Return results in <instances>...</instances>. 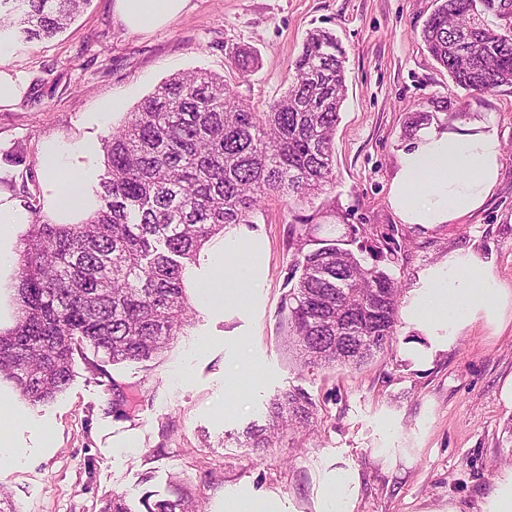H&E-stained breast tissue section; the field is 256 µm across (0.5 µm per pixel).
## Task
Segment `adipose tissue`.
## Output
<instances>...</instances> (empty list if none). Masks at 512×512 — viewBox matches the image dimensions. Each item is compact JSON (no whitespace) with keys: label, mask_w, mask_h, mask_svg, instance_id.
<instances>
[{"label":"adipose tissue","mask_w":512,"mask_h":512,"mask_svg":"<svg viewBox=\"0 0 512 512\" xmlns=\"http://www.w3.org/2000/svg\"><path fill=\"white\" fill-rule=\"evenodd\" d=\"M189 0H114L112 10L130 30L147 31L175 20ZM89 156L51 138L41 150V169L48 216L56 224H78L95 211L98 200L81 195L77 172ZM502 144L491 123L466 121L448 130L430 126L397 151V166L388 203L400 221L424 228L452 224L481 209L493 195L502 168ZM24 210L0 196V330L15 323L14 289L5 277L14 270L15 229L28 223ZM209 277L197 291L200 308L223 315L257 303L267 282L266 245L261 237L242 242L227 233L206 254ZM401 319L422 335L407 356L425 364L450 349L474 325L499 330L512 320V288L494 273L492 265L473 250H453L427 268L402 302ZM359 475L337 469L320 512H353Z\"/></svg>","instance_id":"ef3b65f1"}]
</instances>
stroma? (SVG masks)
<instances>
[{
    "label": "stroma",
    "mask_w": 512,
    "mask_h": 512,
    "mask_svg": "<svg viewBox=\"0 0 512 512\" xmlns=\"http://www.w3.org/2000/svg\"><path fill=\"white\" fill-rule=\"evenodd\" d=\"M113 0H87L56 37L0 33L9 46L0 69L26 90L0 107V193L16 204L45 206L40 174L44 140L102 141L93 115L108 99L123 104L121 126L154 88L179 72L207 70L254 108L267 111L293 80L309 30L335 33L346 52V96L333 139L332 185L301 202L273 197L237 225L268 243V281L253 311L215 316L193 308L169 349L149 362L107 365L97 374L76 361L56 399L30 405L0 379V408L17 423L20 462L0 466V512H99L125 494L132 512L145 496L191 493L201 512H224L235 495L265 501L267 512H317L336 468L357 471L354 512H477L497 478L512 468V323L499 333L475 326L420 368L405 355L419 333L397 323L392 349L357 367L304 366L288 340L284 297L295 263L297 219L328 225L358 240L388 237L396 250L384 269L409 290L448 252L470 248L492 257L512 287V87L484 94L457 89L421 38L438 0H189L169 25L130 32ZM259 64L239 72L236 47ZM454 101L468 118L491 122L503 148L499 186L485 206L454 224L422 229L402 223L388 204L396 151L406 144L409 113ZM256 363L260 379L245 369ZM147 398L121 416L111 380ZM299 391L315 405L310 426L291 428L269 447H252L273 402Z\"/></svg>",
    "instance_id": "obj_1"
}]
</instances>
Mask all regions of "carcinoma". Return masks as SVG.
Segmentation results:
<instances>
[{"instance_id":"obj_1","label":"carcinoma","mask_w":512,"mask_h":512,"mask_svg":"<svg viewBox=\"0 0 512 512\" xmlns=\"http://www.w3.org/2000/svg\"><path fill=\"white\" fill-rule=\"evenodd\" d=\"M11 1L19 10L11 25L31 40L63 32L81 7L80 0L0 6ZM467 29L471 40L458 44L454 34ZM421 37L458 88L481 94L512 86V0H441ZM345 59L332 32L310 31L293 81L266 112L254 111L221 76L174 74L103 140L99 208L87 222L44 223L28 203L18 316L0 332V375L31 405L44 406L69 384L77 356L100 371L106 362L146 361L167 349L188 322L185 274L205 244L249 223L268 196L300 202L332 183ZM234 61L246 73L257 58L238 49ZM434 116L411 113L405 134ZM320 229L307 219L294 227L300 274L284 299L289 333L308 367L357 366L390 348L379 337L394 336L401 286L378 265L394 249L373 239L356 252ZM139 399L112 381L113 408ZM271 413L277 427L307 424L313 403L289 391ZM142 503L145 512H195L182 494Z\"/></svg>"}]
</instances>
